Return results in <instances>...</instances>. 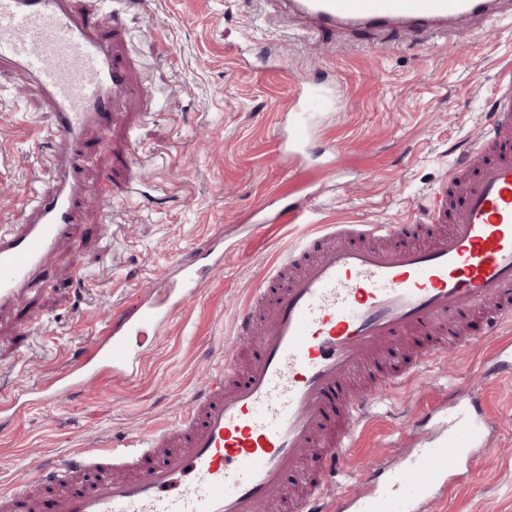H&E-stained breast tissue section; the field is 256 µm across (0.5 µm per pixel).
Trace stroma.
<instances>
[{
    "label": "stroma",
    "instance_id": "obj_1",
    "mask_svg": "<svg viewBox=\"0 0 512 512\" xmlns=\"http://www.w3.org/2000/svg\"><path fill=\"white\" fill-rule=\"evenodd\" d=\"M131 73L123 117L90 128L85 179L106 182L80 224L62 233L44 281L21 307L0 313V388H31L89 349L104 320L172 271L183 254L224 237V265L189 297L159 336L135 382L105 376L74 395L27 408L0 429V489L48 460L177 418L210 370L233 354L237 309L266 270L309 227L279 224L278 207L311 194L318 224H406L480 136L500 74L512 68V19L457 38L337 30L313 38L282 0H123L96 18ZM336 91L314 115L316 138L295 177L279 155L282 115L298 83ZM53 120L23 74L0 72V225L19 219L45 182ZM341 148L327 162L330 143ZM474 347L448 352L405 390L379 396L360 427L335 493L351 499L379 463L398 461L408 435L426 430L425 408L458 386L466 417L483 402L489 447L432 512H512V378L478 371L512 329L487 335L464 318Z\"/></svg>",
    "mask_w": 512,
    "mask_h": 512
}]
</instances>
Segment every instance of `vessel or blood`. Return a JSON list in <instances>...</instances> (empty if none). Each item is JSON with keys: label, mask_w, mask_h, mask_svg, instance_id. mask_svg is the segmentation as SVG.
Masks as SVG:
<instances>
[{"label": "vessel or blood", "mask_w": 512, "mask_h": 512, "mask_svg": "<svg viewBox=\"0 0 512 512\" xmlns=\"http://www.w3.org/2000/svg\"><path fill=\"white\" fill-rule=\"evenodd\" d=\"M289 8L312 34L397 28L457 37L512 17V0H290ZM0 71L23 73L53 111L48 186L18 223L0 228L2 309L17 307L38 286L63 229L86 204L85 130L106 127L130 79L74 0H0ZM333 98L328 88L298 84L283 122L284 155L299 158L314 112ZM490 112L483 133L413 222L424 244L394 245L398 224H324L303 235L270 272L279 284L274 296L256 289L237 312L235 344L253 341L259 349L245 374L227 359L166 427L38 464L30 480L0 494V512H257L260 503L282 498L284 473L317 447L321 469L293 512H426L484 446L482 413L417 434L411 453L377 465L357 498L336 500L335 480L380 392L408 386L448 347L472 345L453 329L457 315L481 316L491 334L512 326V156L505 152L512 144V73ZM223 261L220 237L209 253L182 258L178 279L143 294L91 352L33 391L0 389V420L13 419L29 394L42 401L78 393L105 373L137 377L141 337L160 332ZM417 331L432 342L372 388L348 391L384 343ZM482 370L512 376V345L488 356ZM47 483L65 490L43 500Z\"/></svg>", "instance_id": "obj_1"}]
</instances>
